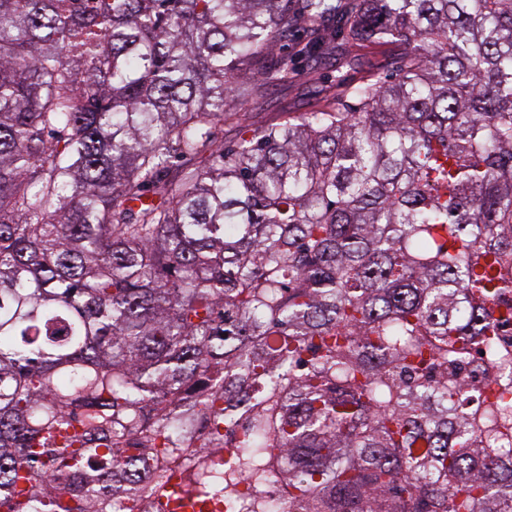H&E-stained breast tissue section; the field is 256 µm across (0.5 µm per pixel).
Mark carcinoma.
I'll return each mask as SVG.
<instances>
[{"mask_svg":"<svg viewBox=\"0 0 512 512\" xmlns=\"http://www.w3.org/2000/svg\"><path fill=\"white\" fill-rule=\"evenodd\" d=\"M509 327L512 0H0V512H512ZM382 62V54L377 49L361 51L355 59L340 60L336 56L300 61L298 80L268 86L245 107L248 123L252 128H261L278 122L285 113L306 112L321 99L337 75L343 74L346 79L356 83L367 71Z\"/></svg>","mask_w":512,"mask_h":512,"instance_id":"1","label":"carcinoma"}]
</instances>
